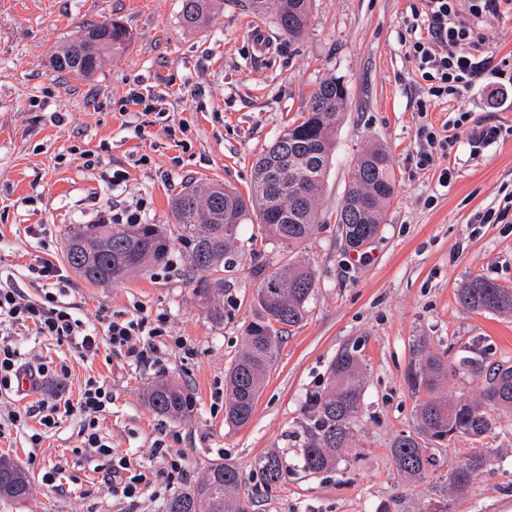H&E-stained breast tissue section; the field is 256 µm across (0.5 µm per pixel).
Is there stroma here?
<instances>
[{"label": "stroma", "instance_id": "1", "mask_svg": "<svg viewBox=\"0 0 512 512\" xmlns=\"http://www.w3.org/2000/svg\"><path fill=\"white\" fill-rule=\"evenodd\" d=\"M418 2L311 0L309 26L291 40L273 18L249 14L241 0H217L212 21L195 29L180 22L181 0H0V283L24 286L31 260L49 250L81 318L94 323L140 304L165 313L171 335L194 348L190 356L175 350L160 364L136 367L105 345L84 359L56 340L18 337L25 361L62 362L69 372L47 376L26 395L0 397V417L42 398L78 400L88 377L103 379L112 404L101 433L151 485L134 499L113 490L107 461L81 447L79 418L45 429L34 421L0 439V456L12 458L31 479L28 497L0 501V512H165L174 489L165 483L167 459L153 452L159 440L183 457L188 480L214 462L240 469V492L254 499L255 512H376L385 506L425 512L438 497L447 470L471 441L453 438L436 447L441 467L423 479L400 477L391 445L416 424L418 401L406 382L415 338H427L451 360L473 347L489 360L512 362V314L474 313L455 299L475 276L512 289V213L499 224L474 221L512 196V109L487 111L486 94L477 89L418 114L423 82L403 24ZM111 18L132 33L121 53L84 79L52 70V54L79 38L87 21ZM477 25L494 59L512 55V10L484 16ZM331 76L347 85L349 97L336 126L319 221L286 257L273 243L253 254L258 226L241 224L242 259L224 271L223 322L212 321L193 295L190 247L183 241H176L166 265L112 284L87 283L67 267L66 225L91 223L97 209L140 200L143 223L169 224L170 198L184 183L218 180L247 191L256 158ZM133 90L160 101L156 127L140 131L122 116ZM464 111L472 121L499 125L502 135L477 153L459 140L449 157L456 176L444 187L438 168L417 165L427 148L417 130L455 121ZM160 125L177 128L176 138L157 135ZM374 144L391 156L395 192L377 236L355 251L341 235L336 211L356 156ZM84 150L99 156L98 171L84 168ZM116 171L124 174L118 189L100 182L99 173ZM34 224L45 225V240L32 237ZM287 260L315 272L307 316L285 333L252 421L227 427L224 374L242 347L244 326L260 311L253 271ZM345 348L356 350L365 372L353 425L357 446L335 469L311 474L300 459L303 427L313 396L326 386L330 361ZM161 376L190 386L196 400L191 420L149 408L146 389ZM35 431L42 434L36 446L29 438ZM482 445L494 451L491 465L470 494L450 498V512H512V416L498 420ZM270 452L282 457L286 473L269 486L256 463ZM49 470L56 473L50 483L43 479Z\"/></svg>", "mask_w": 512, "mask_h": 512}]
</instances>
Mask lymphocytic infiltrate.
I'll return each instance as SVG.
<instances>
[{
    "mask_svg": "<svg viewBox=\"0 0 512 512\" xmlns=\"http://www.w3.org/2000/svg\"><path fill=\"white\" fill-rule=\"evenodd\" d=\"M424 7L412 11L403 23L413 32L412 57L416 70L425 83L423 96L417 103L419 113H427L432 102L461 96L475 86L487 92L488 108L499 109L512 104V61L494 62L485 50L486 37L476 27V19L497 14L502 0H423ZM467 10H460V3ZM26 288L12 284L0 285V392H14L21 378H29L32 387H39L49 368L32 365L4 333L25 328L34 335L50 337L71 346L82 358L98 355L101 345L119 353L137 365L162 361L160 345L167 335L164 314L151 315L139 309L136 315L102 317L99 328L89 327L66 302V288L61 268L51 259L36 256L25 275ZM35 296H28L27 288ZM112 404V390L105 381L88 378L78 403L62 397L41 400L10 411L11 426L21 429L31 418L41 425L52 426L67 416H80L85 447L110 461L107 477L129 499L137 497L147 477L133 473L126 457L116 455L110 442L100 434L99 418Z\"/></svg>",
    "mask_w": 512,
    "mask_h": 512,
    "instance_id": "f902f5d3",
    "label": "lymphocytic infiltrate"
}]
</instances>
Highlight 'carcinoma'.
Masks as SVG:
<instances>
[{"instance_id": "1", "label": "carcinoma", "mask_w": 512, "mask_h": 512, "mask_svg": "<svg viewBox=\"0 0 512 512\" xmlns=\"http://www.w3.org/2000/svg\"><path fill=\"white\" fill-rule=\"evenodd\" d=\"M246 10L270 16L290 40L308 26L310 0H244ZM212 0H182L181 22L196 28L211 19ZM131 34L117 21L90 22L80 37L51 56L52 68L74 79L93 75L104 58L121 52ZM348 90L336 78L319 83L305 108L274 137L258 156L248 193L214 181L205 186L183 185L171 198L177 227L166 224H70L66 228V261L86 282L110 283L134 273L145 274L168 262L172 232L191 248L194 295L207 305L214 321L224 320V278L213 274L237 264L239 225L255 218L260 243L272 242L291 252L311 234L318 215L327 166L335 146L337 117L345 109ZM395 178L391 158L382 146L365 149L351 168L336 224L347 244L359 248L369 237L356 239L351 228L361 224L370 237L378 232L385 205L392 198ZM254 299L259 315L244 327L243 346L231 360L225 385L228 395L224 424L242 428L250 423L267 375L275 366L283 333L305 320L315 288V275L307 265H287L273 271L254 270ZM457 302L474 312H512V289L482 277L471 278L457 290ZM415 361L407 383L416 395L417 426L397 437L391 455L399 474L421 478L437 466L432 448L452 437L479 443L495 427V419L512 416V365L487 364L482 354L463 349L456 358L459 373L479 381L475 398L448 399L440 390L448 377V361L426 338L412 343ZM364 374L356 351L336 354L328 368L327 387L311 402L301 448L303 467L311 474L330 470L345 451L357 447L353 423L360 411ZM150 409L161 416L186 420L196 409L188 385L158 378L146 390ZM490 448H471L446 481L463 496L491 462ZM266 484L279 482L283 463L270 453L258 462ZM243 475L232 465L210 464L201 478L174 492L166 512H253L252 498L238 492ZM31 491L28 472L11 458L0 456V501H18Z\"/></svg>"}]
</instances>
